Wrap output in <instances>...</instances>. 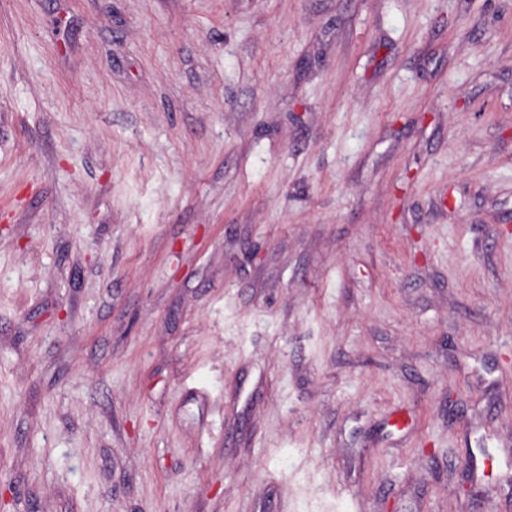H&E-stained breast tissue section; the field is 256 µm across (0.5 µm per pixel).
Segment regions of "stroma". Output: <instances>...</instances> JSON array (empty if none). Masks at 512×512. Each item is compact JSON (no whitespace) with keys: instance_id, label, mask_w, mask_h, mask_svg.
<instances>
[{"instance_id":"obj_1","label":"stroma","mask_w":512,"mask_h":512,"mask_svg":"<svg viewBox=\"0 0 512 512\" xmlns=\"http://www.w3.org/2000/svg\"><path fill=\"white\" fill-rule=\"evenodd\" d=\"M0 512H512V0H0Z\"/></svg>"}]
</instances>
